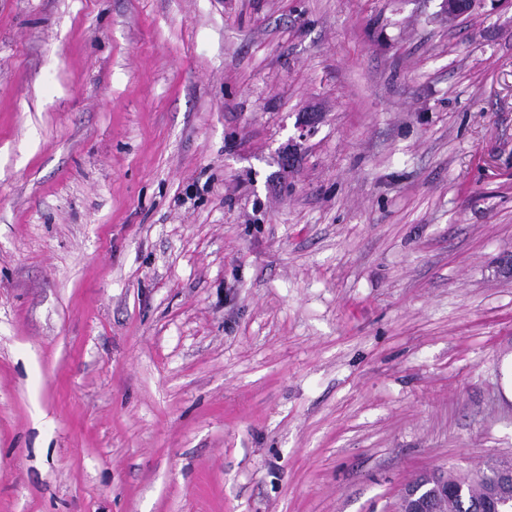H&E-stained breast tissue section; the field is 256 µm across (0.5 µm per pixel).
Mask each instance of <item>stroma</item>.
Instances as JSON below:
<instances>
[{
    "label": "stroma",
    "instance_id": "obj_1",
    "mask_svg": "<svg viewBox=\"0 0 512 512\" xmlns=\"http://www.w3.org/2000/svg\"><path fill=\"white\" fill-rule=\"evenodd\" d=\"M509 356L512 0H0V512H397Z\"/></svg>",
    "mask_w": 512,
    "mask_h": 512
}]
</instances>
